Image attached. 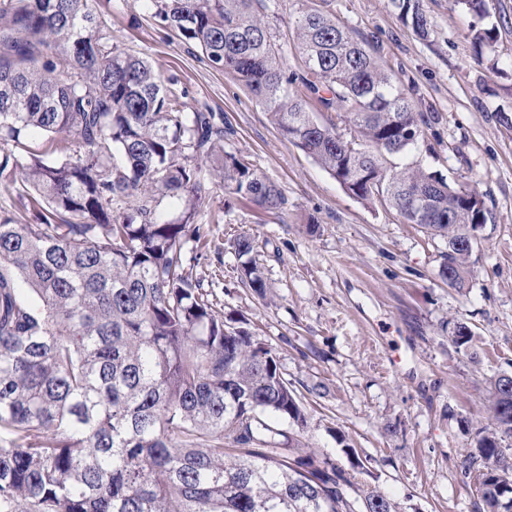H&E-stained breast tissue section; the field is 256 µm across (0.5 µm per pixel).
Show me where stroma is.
<instances>
[{
    "mask_svg": "<svg viewBox=\"0 0 512 512\" xmlns=\"http://www.w3.org/2000/svg\"><path fill=\"white\" fill-rule=\"evenodd\" d=\"M328 7L377 48L430 118L418 149L395 164L420 162L485 201L464 290L439 275L445 239L385 203L349 196L144 0H99L96 10L114 45L175 79L190 109L232 127L225 151L244 156L288 199L286 212L262 210L212 181L196 217L211 245L187 259L215 311L245 316L296 389L312 388L302 448L347 467L367 461L359 482L403 512H483L462 462L475 431L491 424V379L512 374V0H493L497 38L479 54L470 18L452 0H423L425 39L401 23L391 0ZM239 234L257 243L266 298L241 283L233 251H215ZM454 323L472 332L467 351L450 340Z\"/></svg>",
    "mask_w": 512,
    "mask_h": 512,
    "instance_id": "stroma-1",
    "label": "stroma"
}]
</instances>
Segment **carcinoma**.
Masks as SVG:
<instances>
[{
	"instance_id": "obj_1",
	"label": "carcinoma",
	"mask_w": 512,
	"mask_h": 512,
	"mask_svg": "<svg viewBox=\"0 0 512 512\" xmlns=\"http://www.w3.org/2000/svg\"><path fill=\"white\" fill-rule=\"evenodd\" d=\"M90 2L0 0V179L41 208L36 224L0 215V512H399L341 463L295 452L298 435L268 417L304 426L301 395L186 270L187 250L206 243L202 163L259 207L283 211L288 198L224 151L231 128L187 111L146 59L112 44ZM455 2L474 19L480 57L496 40L492 0ZM391 3L429 35L421 0ZM151 5L347 194L447 239L440 275L466 288L471 251L459 241L487 223L485 202L419 164L387 166L428 120L363 38L326 9L299 8L304 73L290 75L267 0ZM311 101L335 116L318 121ZM34 130H66L83 153L50 161L29 150ZM157 194L185 202L179 221L159 220ZM230 247L241 283L264 296L255 239ZM490 396L493 427L476 433L464 474L487 512H512V374Z\"/></svg>"
}]
</instances>
